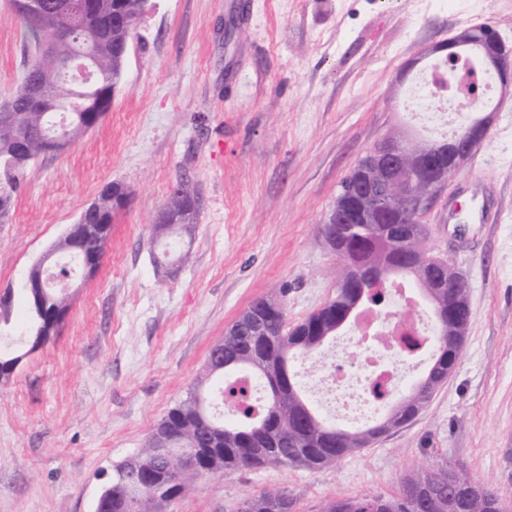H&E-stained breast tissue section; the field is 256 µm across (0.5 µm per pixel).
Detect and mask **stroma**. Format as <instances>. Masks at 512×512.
Returning <instances> with one entry per match:
<instances>
[{
	"label": "stroma",
	"instance_id": "35a3bbf8",
	"mask_svg": "<svg viewBox=\"0 0 512 512\" xmlns=\"http://www.w3.org/2000/svg\"><path fill=\"white\" fill-rule=\"evenodd\" d=\"M487 23L512 49V0H148L102 122L40 162L0 224V292L17 286L111 183L101 266L74 278L58 336L0 384V512H93L102 469L141 448L201 384L212 346L273 294L289 325L332 300L340 261L322 225L342 178L383 138L431 129L405 106L431 50ZM23 71L0 0V99ZM204 205L175 278L152 225L179 181ZM430 257L469 286L461 357L411 423L319 471L193 474L163 512H241L286 490L293 512L395 493L446 462L512 502V95L486 139L421 215Z\"/></svg>",
	"mask_w": 512,
	"mask_h": 512
}]
</instances>
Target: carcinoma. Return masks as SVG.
<instances>
[{
	"label": "carcinoma",
	"mask_w": 512,
	"mask_h": 512,
	"mask_svg": "<svg viewBox=\"0 0 512 512\" xmlns=\"http://www.w3.org/2000/svg\"><path fill=\"white\" fill-rule=\"evenodd\" d=\"M88 9L72 4V0H42V10L27 15L22 7L14 13L22 29L24 73L20 84L11 93L13 112L10 128H0V224L9 221L16 194L38 160L51 153L46 142L61 134L56 126L58 113L53 108L71 100L77 89L60 78L52 58L42 49L72 27L76 46L95 51L98 83L83 90V109L67 119L69 144L86 133L85 114L103 116L112 105V86L120 83L125 60L121 49L131 44L136 34L147 0H90ZM40 89L46 101H33L28 91ZM129 197L121 187L108 185L96 202L95 209L83 214L89 224L105 228L86 239L80 249L61 238L51 252L70 257L77 267L94 261L101 263L109 239L115 211L125 206ZM203 197L182 181L168 202L158 211L155 220L160 224L168 219V210L184 206V223L169 229L164 238H152L155 266L171 261L178 239L190 238L195 218L188 212ZM389 225H399L408 232V242L401 243L385 233L382 224H362L353 231L357 238L339 275L336 296L322 308L295 325L289 331L282 326L281 316L268 317L264 334L248 335V327H239L237 335L224 337V346L211 349L207 372L214 387L196 389L176 406L170 408L151 431L144 448L116 464L104 483L106 494L97 512H159L162 505L176 499L188 489L185 474L175 472L171 485L157 492L153 482L144 481L142 488H126V477L137 471L141 474L164 469L165 462L155 454L153 439L163 437L174 448H201L209 453L200 461V472L217 474L264 466L301 467L310 471L331 466L372 443L384 431L370 430V438L360 437L363 428H343L320 416L303 395L299 381V362L316 359L327 367L330 360L322 355L325 345L334 337V329L355 301L350 284L366 277L382 287L396 278L410 277L428 295L431 306L452 305L457 310L454 321L440 325L442 336L433 339L432 365L439 375L429 381H419L386 409L398 407L396 428L412 422L429 402L434 390L448 378V362H458L469 322L467 285L450 284L438 289L427 280L434 259L409 243L412 235L420 233L413 216L400 209L391 212ZM20 293L26 302V318L20 330L27 337L25 346L0 349V383H7L14 367L47 343L58 332L55 318L69 311V299L59 288H36L34 277H26ZM14 291L9 288L0 296V333L10 331ZM260 383L261 399L254 405L228 408L219 406L224 392L235 393L236 386L245 381ZM433 480L425 485L416 482L418 471L409 473L393 495L367 494L356 498H341L323 502L318 512H448V500L454 502V512H473L469 494L460 486H445L442 476L450 471L448 465L429 468ZM489 495L480 512H508L505 503L490 483ZM283 503H275L263 492L251 499L248 512H277L292 507L285 492Z\"/></svg>",
	"instance_id": "carcinoma-1"
}]
</instances>
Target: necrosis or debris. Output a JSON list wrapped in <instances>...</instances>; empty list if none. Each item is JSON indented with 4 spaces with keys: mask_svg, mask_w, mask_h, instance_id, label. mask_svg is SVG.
I'll list each match as a JSON object with an SVG mask.
<instances>
[{
    "mask_svg": "<svg viewBox=\"0 0 512 512\" xmlns=\"http://www.w3.org/2000/svg\"><path fill=\"white\" fill-rule=\"evenodd\" d=\"M429 74H422L412 93L415 115L431 128L448 122H460L468 105L456 92L438 97L433 105H425ZM414 338L423 345L432 342L431 327L419 312L407 287L394 286L387 295L386 310L365 312L351 336L339 342L329 353L336 368L307 373L310 390L325 395L336 413L357 418L375 414L380 403L370 396L374 384L386 393L400 392L413 376L407 367L406 339Z\"/></svg>",
    "mask_w": 512,
    "mask_h": 512,
    "instance_id": "necrosis-or-debris-1",
    "label": "necrosis or debris"
}]
</instances>
